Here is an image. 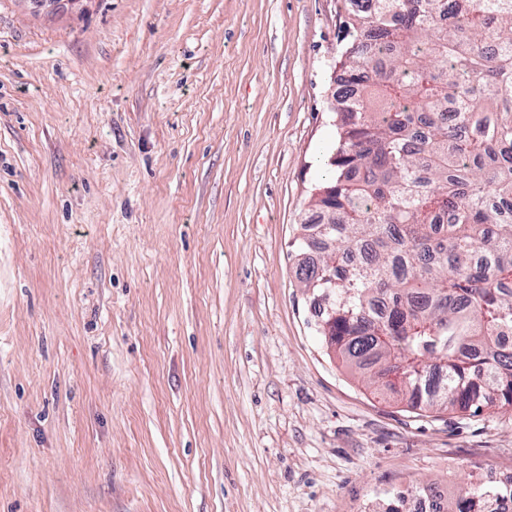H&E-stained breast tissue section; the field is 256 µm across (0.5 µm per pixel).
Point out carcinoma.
<instances>
[{"instance_id":"carcinoma-1","label":"carcinoma","mask_w":512,"mask_h":512,"mask_svg":"<svg viewBox=\"0 0 512 512\" xmlns=\"http://www.w3.org/2000/svg\"><path fill=\"white\" fill-rule=\"evenodd\" d=\"M348 0L336 174L300 266L328 348L413 407H512V0ZM421 490L380 512H410ZM436 512H512L469 482Z\"/></svg>"}]
</instances>
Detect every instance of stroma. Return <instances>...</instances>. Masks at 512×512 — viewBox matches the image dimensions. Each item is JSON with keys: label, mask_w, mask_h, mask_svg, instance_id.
Wrapping results in <instances>:
<instances>
[{"label": "stroma", "mask_w": 512, "mask_h": 512, "mask_svg": "<svg viewBox=\"0 0 512 512\" xmlns=\"http://www.w3.org/2000/svg\"><path fill=\"white\" fill-rule=\"evenodd\" d=\"M341 0H0V512H368L512 471L410 408L296 278Z\"/></svg>", "instance_id": "35a3bbf8"}]
</instances>
